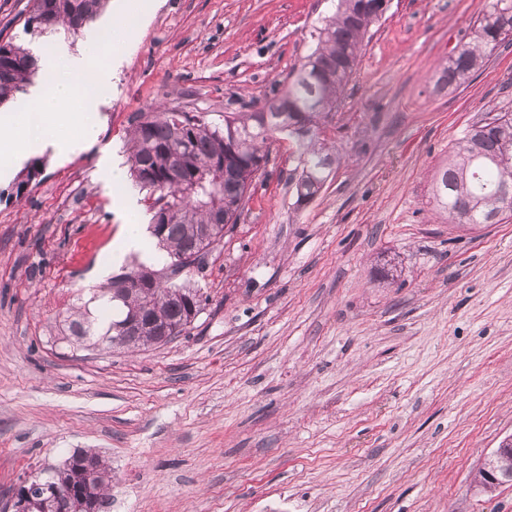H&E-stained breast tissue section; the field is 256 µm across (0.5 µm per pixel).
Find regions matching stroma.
Masks as SVG:
<instances>
[{
  "instance_id": "stroma-1",
  "label": "stroma",
  "mask_w": 512,
  "mask_h": 512,
  "mask_svg": "<svg viewBox=\"0 0 512 512\" xmlns=\"http://www.w3.org/2000/svg\"><path fill=\"white\" fill-rule=\"evenodd\" d=\"M493 0H391L320 137L342 154L295 208V138L202 273L175 340L72 348L65 320L120 273L124 158L159 105L223 125L299 67L330 0H160L105 95L97 143L0 183V512L24 476L94 448L112 512H512L481 463L512 434V215L475 229L431 202L453 141L512 113V46L464 84L451 56ZM393 271L382 278L381 268Z\"/></svg>"
}]
</instances>
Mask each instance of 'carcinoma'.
Segmentation results:
<instances>
[{
	"label": "carcinoma",
	"instance_id": "obj_1",
	"mask_svg": "<svg viewBox=\"0 0 512 512\" xmlns=\"http://www.w3.org/2000/svg\"><path fill=\"white\" fill-rule=\"evenodd\" d=\"M385 0H338L336 13L326 20L314 37L288 86L267 101L270 112H226L224 126L210 124L200 114L176 109L140 112L134 119L126 144L129 173L145 192L152 212L151 224L163 225L150 231L158 252L161 270L184 265L183 256L200 242L199 229L224 223V214L251 191L249 168L268 161L266 142L276 133L297 137L301 172L292 185L294 205L315 199L325 185L339 153L327 150L317 130L336 111L340 94L357 64L365 35L386 13ZM107 0H30L24 33L40 38L58 30L75 35L95 22ZM512 41V0H496L492 9L479 18L467 43L449 59L442 80L459 83L480 69L484 57L500 44ZM319 63L331 77L312 81L307 70ZM38 67L23 43H0V104L25 90ZM233 154L236 166L219 174L212 170L217 158ZM180 167L181 183L170 182L169 174ZM512 184V113L499 122L472 125L450 148L448 164L434 180L432 199L448 222L476 228L490 223L504 210L512 213V201L504 203L501 188ZM153 270L143 263L112 276L100 297L108 298L119 310L115 318L92 319L87 311L72 314L70 329L81 342L97 337L102 345L119 335L117 326L145 312V317L161 327L176 328L181 335L188 328L191 307L202 309L201 289L182 277L161 279L151 288H138L135 280ZM94 476L96 512H104L110 499L112 467L99 453L77 451L54 476L62 483L78 484L85 467Z\"/></svg>",
	"mask_w": 512,
	"mask_h": 512
}]
</instances>
